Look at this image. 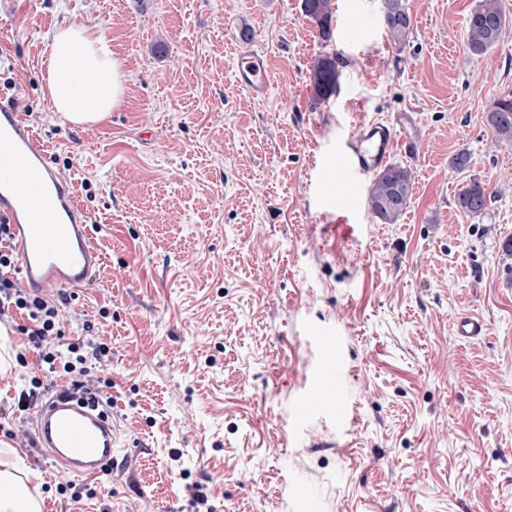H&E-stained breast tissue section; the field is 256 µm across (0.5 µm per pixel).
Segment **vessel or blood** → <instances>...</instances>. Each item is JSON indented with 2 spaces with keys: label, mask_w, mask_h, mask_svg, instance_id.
<instances>
[{
  "label": "vessel or blood",
  "mask_w": 512,
  "mask_h": 512,
  "mask_svg": "<svg viewBox=\"0 0 512 512\" xmlns=\"http://www.w3.org/2000/svg\"><path fill=\"white\" fill-rule=\"evenodd\" d=\"M235 75L244 89L265 95L270 77L261 53L245 48ZM399 121L357 124L336 148L338 179L361 183L403 146ZM47 152L23 114L0 105V221L10 224L17 267L26 288L68 293L84 285L99 262L88 215L71 185L46 163ZM476 313L456 319V334L485 336ZM36 437L50 459L76 477H98L119 444L108 415L88 399L58 389L33 412Z\"/></svg>",
  "instance_id": "vessel-or-blood-1"
}]
</instances>
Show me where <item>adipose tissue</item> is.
Segmentation results:
<instances>
[{"label": "adipose tissue", "mask_w": 512, "mask_h": 512, "mask_svg": "<svg viewBox=\"0 0 512 512\" xmlns=\"http://www.w3.org/2000/svg\"><path fill=\"white\" fill-rule=\"evenodd\" d=\"M43 89L66 121L85 126L104 121L123 98L126 74L102 32L79 23L54 28ZM13 451L0 448V512H41L38 499L16 480Z\"/></svg>", "instance_id": "obj_1"}]
</instances>
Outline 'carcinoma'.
Returning a JSON list of instances; mask_svg holds the SVG:
<instances>
[{"mask_svg":"<svg viewBox=\"0 0 512 512\" xmlns=\"http://www.w3.org/2000/svg\"><path fill=\"white\" fill-rule=\"evenodd\" d=\"M304 15L313 22L320 37L331 34L332 0H302ZM384 22L394 43L402 44L411 30V16L406 0H384ZM506 15L499 0H480L465 19L467 44L470 52L481 55L496 46L505 26ZM309 82L318 101L329 99L336 91L338 72L336 58L328 54L315 57ZM486 123L493 128L498 140L512 144V99H498L490 103L485 113ZM414 176L410 168L391 164L373 180L367 205L379 224H395L406 209L412 195ZM487 188L472 180L458 192L456 205L473 218H481L488 202Z\"/></svg>","mask_w":512,"mask_h":512,"instance_id":"carcinoma-1","label":"carcinoma"}]
</instances>
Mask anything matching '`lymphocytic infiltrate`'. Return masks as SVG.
<instances>
[{
    "label": "lymphocytic infiltrate",
    "mask_w": 512,
    "mask_h": 512,
    "mask_svg": "<svg viewBox=\"0 0 512 512\" xmlns=\"http://www.w3.org/2000/svg\"><path fill=\"white\" fill-rule=\"evenodd\" d=\"M11 240L9 225L0 223V317L12 312L25 316V324L19 327L23 346L37 354L42 371L67 378L70 389L97 402L103 411H111V394L90 388L84 381L106 355V345L89 349L76 341L59 346L64 335L61 308L54 299L23 288L11 278L16 265Z\"/></svg>",
    "instance_id": "f902f5d3"
}]
</instances>
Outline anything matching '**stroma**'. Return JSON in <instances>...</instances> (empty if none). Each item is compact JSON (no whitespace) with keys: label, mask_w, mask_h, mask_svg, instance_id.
<instances>
[{"label":"stroma","mask_w":512,"mask_h":512,"mask_svg":"<svg viewBox=\"0 0 512 512\" xmlns=\"http://www.w3.org/2000/svg\"><path fill=\"white\" fill-rule=\"evenodd\" d=\"M479 0H407L395 45L382 0H333L322 40L302 0H0V97L70 181L99 263L64 315L111 350L119 446L70 479L29 447L16 401L40 369L0 327V445L42 512H512V145L485 123L512 98V0L485 54L467 48ZM101 29L127 73L121 103L78 127L42 89L48 33ZM267 58L265 96L237 52ZM336 58L316 100L308 73ZM411 113L394 163L415 183L395 224L353 204L321 160L363 118ZM467 151L465 170L450 159ZM476 179L486 213L455 205ZM472 311L486 336H457ZM338 386L344 417L327 401ZM237 82L256 96L265 95L270 86V77L261 53L248 46L237 55L235 66ZM308 77L316 100H328L335 93L339 78L336 58L329 54L316 56Z\"/></svg>","instance_id":"obj_1"}]
</instances>
